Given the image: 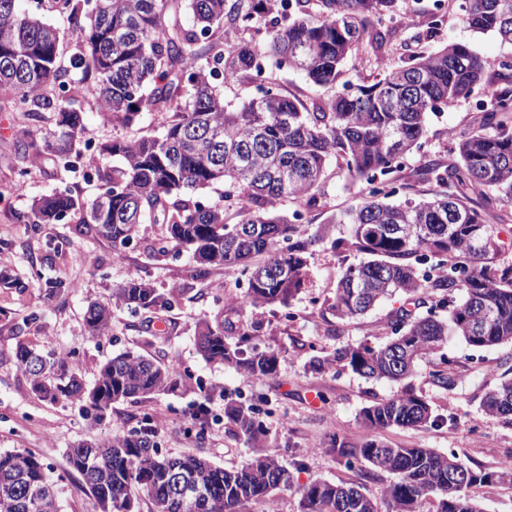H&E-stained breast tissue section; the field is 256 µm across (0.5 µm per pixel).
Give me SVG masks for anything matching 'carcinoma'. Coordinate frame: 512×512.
I'll use <instances>...</instances> for the list:
<instances>
[{
	"mask_svg": "<svg viewBox=\"0 0 512 512\" xmlns=\"http://www.w3.org/2000/svg\"><path fill=\"white\" fill-rule=\"evenodd\" d=\"M394 0H63L58 8L74 37L76 52L65 68L59 60L64 31L0 0V112H23L51 122L32 132L24 154L47 157L76 169L74 143L82 129V101L108 124L134 125L144 112L173 113L160 134L115 138L99 148L95 169L99 194L90 202L61 187L32 203L36 224L74 217L87 233L112 243L119 253L135 241L140 225L163 226L164 241L193 263L187 277L203 280L213 268L238 270L247 279L237 306L286 307L301 292L314 235L302 213L270 210L294 197L311 207L326 168L336 162L366 184L376 175L401 171L398 159L413 153L426 133L429 114L452 107L475 89L489 86L482 115L443 161L421 157L413 174L443 190L419 202L397 203L394 192L371 188L356 206L332 217L350 225V237L333 246L354 248L368 259L348 266L329 309L339 319L361 316L376 304L404 295L408 309L389 317L391 336L331 357L314 356L315 371L341 366L366 379L402 382L427 356L445 358L448 337L474 351L512 344V265L502 261V241L475 199L492 196L512 204V61L487 71L464 42L412 54L377 81L345 84L307 108L272 87L239 106L224 103V77L265 79L268 60L305 74L315 86H336L345 60L368 44L381 51L394 36L372 26ZM462 21L471 31L491 33L512 45V0H463ZM270 19L262 49L235 44L225 33ZM224 187L218 201L208 190ZM239 205L241 219L224 222V202ZM179 288L159 290L143 279L113 293L115 302L93 301L84 326L93 339L108 337L112 304L134 314L158 313L178 304ZM426 314H415L418 308ZM196 350L204 361L230 365L258 378L277 369L275 352L239 333L224 336V323L202 318ZM13 365L26 373L42 401L78 403L101 420L100 402L132 403L166 395L188 372L174 363L126 351L105 360L86 388L68 369L69 355L43 351L22 336L10 349ZM432 381L452 391L460 377L446 368ZM259 396L252 402L224 399V417L237 432L262 444L239 467L224 468L195 455L162 452L145 415L137 426L104 440L81 441L68 459L90 493L91 512H130L131 496L143 493L152 512H242L267 504L288 485L278 449L270 446ZM483 414L512 420V376L503 373L481 397ZM368 434L360 446L334 436L330 446L348 469L395 474L399 480L379 496L362 483L314 481L300 490L298 512H481L473 489L512 482V466L485 471L432 448H393L378 436L392 427H423L441 421L411 386L360 411ZM51 467L31 452L0 451V512H61ZM187 475L200 488L189 503L176 491Z\"/></svg>",
	"mask_w": 512,
	"mask_h": 512,
	"instance_id": "carcinoma-1",
	"label": "carcinoma"
}]
</instances>
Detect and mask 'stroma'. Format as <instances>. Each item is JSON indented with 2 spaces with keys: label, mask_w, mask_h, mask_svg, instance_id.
Segmentation results:
<instances>
[{
  "label": "stroma",
  "mask_w": 512,
  "mask_h": 512,
  "mask_svg": "<svg viewBox=\"0 0 512 512\" xmlns=\"http://www.w3.org/2000/svg\"><path fill=\"white\" fill-rule=\"evenodd\" d=\"M434 10L435 0H396L394 14L383 20L385 26L396 28L395 39L384 53L366 61L349 57L342 81L374 82L411 53L434 50L451 41L469 43L491 68L512 56V47L501 45L494 35L474 33L458 22L457 0H447V22L435 29L429 26ZM266 77L278 92L307 105L327 95L292 68L269 67ZM486 95V90L475 91L455 106L430 114L421 154L450 157L457 137L477 117V107ZM166 121V116L145 113L126 128L106 124L96 112L86 111L78 142L79 168L66 173L48 159L24 158L19 144L28 120L18 112H0V270L21 282L17 288L0 284V350H9L15 336H26L45 348L70 353V369L89 384L105 359L126 350L174 361L193 375L176 393L113 405L111 421L98 423L80 406L40 401L22 371L0 364V450L30 451L50 463L51 478L61 491L62 512H85L88 488L67 456L74 443L129 430L147 415L164 452L194 453L215 464L236 467L252 457L253 446L225 418L223 397L209 400L205 394L214 386L235 396L261 393L270 403V415L265 419L268 439L281 447L289 476L288 486L276 494L277 503L280 512H297L302 486L319 479L337 482L356 477L330 450L329 437L336 435L359 444L365 435L360 410L401 389L400 384L368 380L346 368L315 373L307 367L315 349L329 355L364 342H383L390 334L389 315L404 303L398 296L364 317L348 321L337 320L328 308L343 271L364 258L355 250L332 248V239L348 237L349 227L329 224L328 219L357 205L367 185L347 177L332 163L315 207L304 208L293 197L275 203V211L282 214L304 210L311 229H330L329 240L312 247L304 288L286 309L242 306L229 312V303L241 297L245 288L240 273L218 268L204 280L188 279L184 272L187 256L157 253L161 225H142L138 240L126 249L124 261L118 262L110 242L80 234L75 222L35 224L26 220L35 197L63 185L75 187L82 199H94L99 183L91 148L115 138L157 134ZM140 278L159 289H181L179 306L158 321L114 308L110 335L102 340L90 338L83 325L88 302L111 298L113 288ZM203 317L229 319L228 335L249 332L260 347L275 351L278 364L273 377L258 380L228 366L205 363L194 345L195 325ZM444 352L458 361L465 376L456 390L449 392L430 382L435 361L429 357L419 362L411 380L417 393L444 417V424L390 428L379 436L393 446L452 452L471 467L493 469L512 453V424L484 415L479 402L495 381L493 369L504 363L512 365V345L473 353L464 342L452 338ZM203 402L210 408L212 422L202 432L192 413ZM475 421L484 427L478 437L470 429Z\"/></svg>",
  "instance_id": "35a3bbf8"
}]
</instances>
